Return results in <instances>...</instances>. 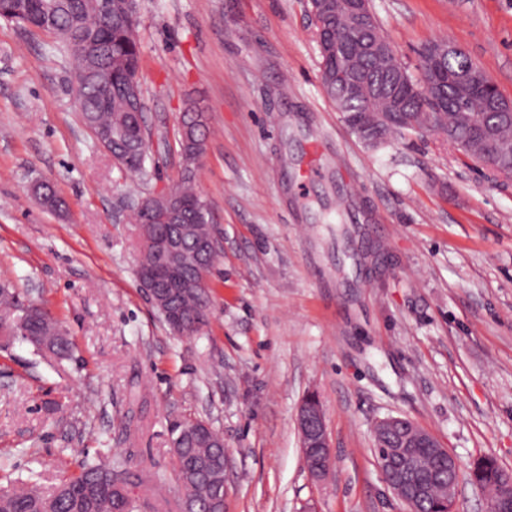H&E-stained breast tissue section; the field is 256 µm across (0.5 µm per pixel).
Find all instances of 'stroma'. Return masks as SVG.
<instances>
[{
    "label": "stroma",
    "mask_w": 512,
    "mask_h": 512,
    "mask_svg": "<svg viewBox=\"0 0 512 512\" xmlns=\"http://www.w3.org/2000/svg\"><path fill=\"white\" fill-rule=\"evenodd\" d=\"M408 70L452 40L512 100V0H370ZM309 0H138L146 174L117 166L69 93L71 55L0 19V283L67 329L73 360L0 338V467L51 491L79 455L123 456L141 512H180L171 421L224 435L225 512H407L374 453L403 415L461 464L512 470V180L436 136L369 148L325 95ZM223 250L207 322L174 334L136 275L127 208L175 185L187 104ZM51 182L66 208L28 186ZM318 394L326 480L297 412Z\"/></svg>",
    "instance_id": "obj_1"
}]
</instances>
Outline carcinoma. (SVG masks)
<instances>
[{
  "instance_id": "cac0c4a2",
  "label": "carcinoma",
  "mask_w": 512,
  "mask_h": 512,
  "mask_svg": "<svg viewBox=\"0 0 512 512\" xmlns=\"http://www.w3.org/2000/svg\"><path fill=\"white\" fill-rule=\"evenodd\" d=\"M137 0H110L109 10L94 16L83 0H0V11L18 24H31L55 36L74 51L76 59L75 96L84 123L101 133L119 165L131 173L146 172L148 154L141 152L133 134L138 114L144 108L139 72L141 55L138 37ZM316 27L328 49L320 52L321 72L336 69V59H352L364 76L369 94L350 95L333 78H321L327 97L344 114L359 111L367 122L376 124L369 132L351 127L355 136L376 148L413 131V126L433 125L448 145L456 148L476 167L491 177L512 178V114L500 111L505 97L497 87L488 85L487 74L464 51L450 49L437 56L420 54L421 77H413L391 52L384 57L366 55L361 44H386L376 27L361 29L347 24L336 11L323 14ZM394 89L397 112L388 121H378L385 111L379 93ZM207 122L198 120L195 109L188 108L179 131L182 159L176 185L184 202L182 224L195 227L196 235L212 231L211 213L199 215L196 204L203 197L195 189L196 171L204 152ZM131 219L141 225L148 238L175 235L178 225L165 224L147 209L136 208ZM173 304L183 317L193 322L208 309V295L188 289ZM16 319L22 339L47 359L62 361L73 356V345L58 323L39 306L23 311L17 295L0 286V320ZM175 476L185 512H224V499L215 497L211 469L202 462H216L224 455L222 433L211 430L206 437H186L173 449ZM78 471L45 493L34 484L7 480L0 495V512H138L139 496L134 488L143 481L133 476L125 460L115 456L106 464L83 459ZM508 471L496 459L482 457L468 468L469 480L483 487L502 483ZM453 505L436 489L428 499L416 505V512H451Z\"/></svg>"
}]
</instances>
